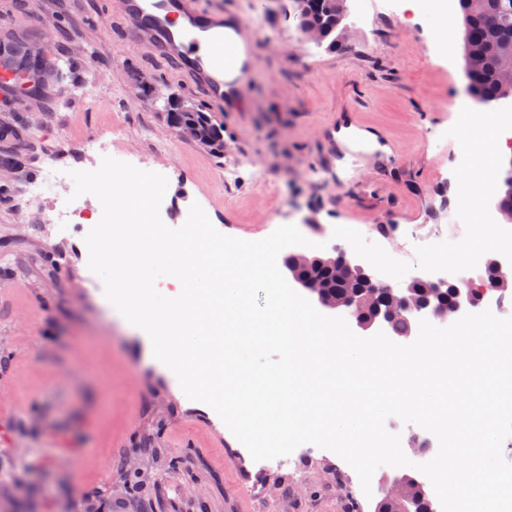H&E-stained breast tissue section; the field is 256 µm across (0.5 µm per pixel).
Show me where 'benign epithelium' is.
<instances>
[{
  "instance_id": "benign-epithelium-1",
  "label": "benign epithelium",
  "mask_w": 512,
  "mask_h": 512,
  "mask_svg": "<svg viewBox=\"0 0 512 512\" xmlns=\"http://www.w3.org/2000/svg\"><path fill=\"white\" fill-rule=\"evenodd\" d=\"M316 259L335 269L336 279H357L363 282L364 288L346 295L328 290L318 279L301 280L298 285L322 308L344 318L357 335L369 337L382 331L400 344L416 339L422 319L444 328L467 313L483 311L489 298L488 290L495 291L512 281V262L496 256L485 260L466 277L423 278L427 292L417 299L412 292L415 277L393 285L369 269L362 258L350 256L343 250L334 255H318ZM401 313L412 321L411 330L406 336H394L389 325Z\"/></svg>"
}]
</instances>
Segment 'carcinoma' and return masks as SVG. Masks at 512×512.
Returning a JSON list of instances; mask_svg holds the SVG:
<instances>
[{
  "label": "carcinoma",
  "instance_id": "cac0c4a2",
  "mask_svg": "<svg viewBox=\"0 0 512 512\" xmlns=\"http://www.w3.org/2000/svg\"><path fill=\"white\" fill-rule=\"evenodd\" d=\"M297 28L317 27L323 31L322 41L333 47L340 42L344 29L346 0H291ZM462 15L463 57L467 72L469 95L475 100L490 104L503 100L501 90L512 84V0H458ZM498 28V35H486L488 21ZM27 37H16L0 42L4 54L10 58V68L37 76L43 60L29 57L22 46ZM167 122L175 127L194 124L204 133L201 146L215 157H224V127L210 112L199 109L175 107L166 113ZM387 481L381 490L374 512H435L433 502L424 484L414 478L404 481V497L388 494Z\"/></svg>",
  "mask_w": 512,
  "mask_h": 512
}]
</instances>
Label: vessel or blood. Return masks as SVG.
<instances>
[{
	"label": "vessel or blood",
	"mask_w": 512,
	"mask_h": 512,
	"mask_svg": "<svg viewBox=\"0 0 512 512\" xmlns=\"http://www.w3.org/2000/svg\"><path fill=\"white\" fill-rule=\"evenodd\" d=\"M123 15L143 41L191 69L212 101L236 95L248 62L222 33L223 11L204 0H124Z\"/></svg>",
	"instance_id": "vessel-or-blood-1"
}]
</instances>
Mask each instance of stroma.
<instances>
[{
	"mask_svg": "<svg viewBox=\"0 0 512 512\" xmlns=\"http://www.w3.org/2000/svg\"><path fill=\"white\" fill-rule=\"evenodd\" d=\"M108 0H0V37L35 35L47 51L69 39L73 65L36 96L0 92V122L38 114L28 137L7 139L21 163L0 202V512H373L370 492L332 451L307 456L303 474L256 463L220 417L189 400L153 355L149 336L108 302L78 233L61 241L23 222L14 203L40 178L42 158L90 135H126L141 168L168 180L162 221L181 226L199 204L216 229L256 241L300 210L309 240L341 229L338 245L397 282L443 271L442 255L483 229V199L458 207L462 137L456 99L467 78L461 42L442 50L436 18L394 26L374 0H346V40L300 44L283 9L210 0L249 25L252 65L243 104L214 110L195 76L153 51ZM95 87L94 100L81 88ZM213 112L224 156L186 142L163 114L168 98ZM436 226L421 261L407 255L413 225ZM176 461L148 466L144 440ZM142 468L130 503L122 486Z\"/></svg>",
	"mask_w": 512,
	"mask_h": 512,
	"instance_id": "stroma-1",
	"label": "stroma"
}]
</instances>
